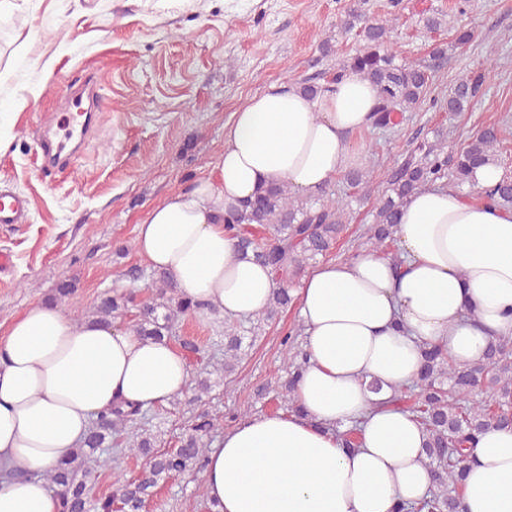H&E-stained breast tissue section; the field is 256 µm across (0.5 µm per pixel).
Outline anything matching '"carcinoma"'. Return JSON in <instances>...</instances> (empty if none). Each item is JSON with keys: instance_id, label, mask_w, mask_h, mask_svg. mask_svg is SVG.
Wrapping results in <instances>:
<instances>
[{"instance_id": "cac0c4a2", "label": "carcinoma", "mask_w": 512, "mask_h": 512, "mask_svg": "<svg viewBox=\"0 0 512 512\" xmlns=\"http://www.w3.org/2000/svg\"><path fill=\"white\" fill-rule=\"evenodd\" d=\"M389 20H367L358 28L361 46L336 68L334 78L355 72L374 84L378 99L373 108L372 127L389 129L399 114L427 100L430 77L419 63L404 60L392 48ZM492 71L478 68L448 87V92L433 105L450 112H462L481 98ZM508 150L502 129L497 124L477 128L457 149H448L440 136L413 143L403 160L387 170L378 191L372 223L363 232L364 245L390 256L401 265L398 251L390 249L401 209L416 192L437 183L458 188L474 187L475 169L496 164L501 179L480 191L487 203L512 209V171L508 169ZM346 186L340 190L331 184L314 199H302L285 186L260 189L253 198L224 215V224L238 239L239 249L252 253L257 262L270 268L279 283L267 306L247 322L224 319L217 325L224 336V364L218 368L229 381L242 360L246 342H254L261 324L275 319L288 308L290 287L319 256L327 254L350 217V205L371 192L370 171L346 174ZM256 224L264 236L256 239L247 227ZM130 276L143 279L142 289H113L89 312L97 323L124 321L136 310L137 318L127 329L155 341L175 340L191 353L200 352L193 340L179 334V321L217 311L188 299L172 287L166 276L156 270L133 268ZM299 332H289L281 340V352L288 377L277 385V395L287 402L286 410L297 412L296 387L307 364V353L298 344ZM392 401L420 422L427 432L424 462L433 489L429 496L414 502H402L396 512H459L460 490L465 480L469 457L468 444L490 428L512 427V339L496 338L489 342L482 359L471 364H457L441 346L423 352L416 378L394 391ZM146 411L116 404L99 412L87 434L71 455L40 478L56 489L60 512H112L115 504L121 512H143L159 482L189 469L203 470L211 434L221 419L207 412L196 416L194 424L179 437L178 446L164 452L156 450L157 436L144 422ZM122 452L149 459L148 466L134 478L112 472V489L95 499L87 497L99 472L109 468L103 457L106 443Z\"/></svg>"}]
</instances>
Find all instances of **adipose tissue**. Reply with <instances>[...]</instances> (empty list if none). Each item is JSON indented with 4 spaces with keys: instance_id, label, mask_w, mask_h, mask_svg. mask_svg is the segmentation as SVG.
Here are the masks:
<instances>
[{
    "instance_id": "obj_1",
    "label": "adipose tissue",
    "mask_w": 512,
    "mask_h": 512,
    "mask_svg": "<svg viewBox=\"0 0 512 512\" xmlns=\"http://www.w3.org/2000/svg\"><path fill=\"white\" fill-rule=\"evenodd\" d=\"M377 89L348 73L310 98L273 83L224 124V150L137 224L135 249L186 298L245 321L277 286L243 258L220 220L263 186L318 194L362 166L353 141L372 124ZM401 267L359 250L309 268L296 294L308 363L301 412L256 415L208 449L213 512H394L432 487L424 429L392 389L417 374L424 348L479 361L491 337H512V210L447 185L410 197L396 231ZM182 352L115 326L79 322L56 304L13 319L0 342V512H58L42 480L112 404L150 409L183 393ZM354 430V447L340 434ZM463 512H512V429L469 448Z\"/></svg>"
}]
</instances>
